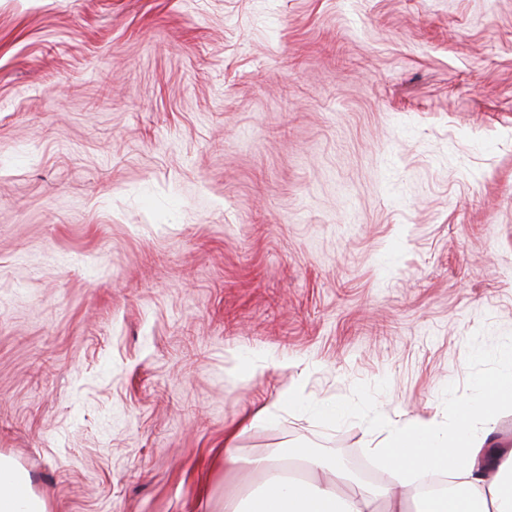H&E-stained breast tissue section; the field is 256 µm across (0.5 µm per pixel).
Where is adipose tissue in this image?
Masks as SVG:
<instances>
[{
    "instance_id": "obj_1",
    "label": "adipose tissue",
    "mask_w": 512,
    "mask_h": 512,
    "mask_svg": "<svg viewBox=\"0 0 512 512\" xmlns=\"http://www.w3.org/2000/svg\"><path fill=\"white\" fill-rule=\"evenodd\" d=\"M512 405V374L482 387L480 398L463 404L448 419L389 416L369 422L368 435L380 440L371 453L397 482L347 493L342 469L311 448H295L305 466L302 478H288L272 454L252 457L259 484L242 500L229 501L225 512H512V448L490 446L485 431L500 406ZM329 471L326 481L314 480ZM460 478V492L442 498L419 495L409 478L427 480L442 473ZM0 512H47L45 500L31 490L15 462L0 455Z\"/></svg>"
}]
</instances>
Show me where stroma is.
Returning <instances> with one entry per match:
<instances>
[{
  "label": "stroma",
  "mask_w": 512,
  "mask_h": 512,
  "mask_svg": "<svg viewBox=\"0 0 512 512\" xmlns=\"http://www.w3.org/2000/svg\"><path fill=\"white\" fill-rule=\"evenodd\" d=\"M511 348L512 0H0V453L47 512H224L225 443L356 464Z\"/></svg>",
  "instance_id": "1"
}]
</instances>
